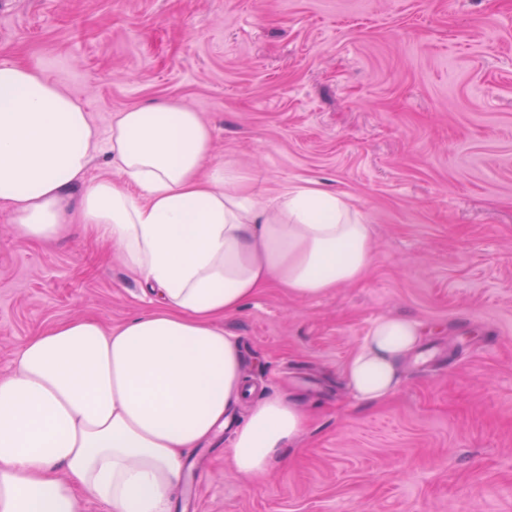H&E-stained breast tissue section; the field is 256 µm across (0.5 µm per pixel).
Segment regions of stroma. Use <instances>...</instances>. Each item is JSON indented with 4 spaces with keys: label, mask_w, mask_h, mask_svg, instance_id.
<instances>
[{
    "label": "stroma",
    "mask_w": 512,
    "mask_h": 512,
    "mask_svg": "<svg viewBox=\"0 0 512 512\" xmlns=\"http://www.w3.org/2000/svg\"><path fill=\"white\" fill-rule=\"evenodd\" d=\"M33 64L100 133L177 100L212 162L274 190L309 181L370 224L356 282L262 289L225 318L256 397L310 422L260 480L230 431L188 452L178 512H512V0H0V59ZM109 243L20 237L0 213V379L40 329L147 310ZM425 356L364 405L344 369L379 318Z\"/></svg>",
    "instance_id": "obj_1"
}]
</instances>
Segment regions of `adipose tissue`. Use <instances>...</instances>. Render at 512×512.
<instances>
[{"label": "adipose tissue", "instance_id": "1", "mask_svg": "<svg viewBox=\"0 0 512 512\" xmlns=\"http://www.w3.org/2000/svg\"><path fill=\"white\" fill-rule=\"evenodd\" d=\"M212 132L177 100L115 113L101 136L82 104L36 67L0 60V206L31 240L74 218L111 241L152 297L107 329L78 317L31 336L0 379V512H173L185 450L231 429L230 464L248 482L297 444L299 398L249 401L240 344L221 327L268 286L313 298L371 261L366 217L325 189L269 191L208 165ZM108 155L114 177L87 182ZM77 209H69L72 195ZM422 343L418 322L377 320L344 369L352 397L391 396Z\"/></svg>", "mask_w": 512, "mask_h": 512}]
</instances>
